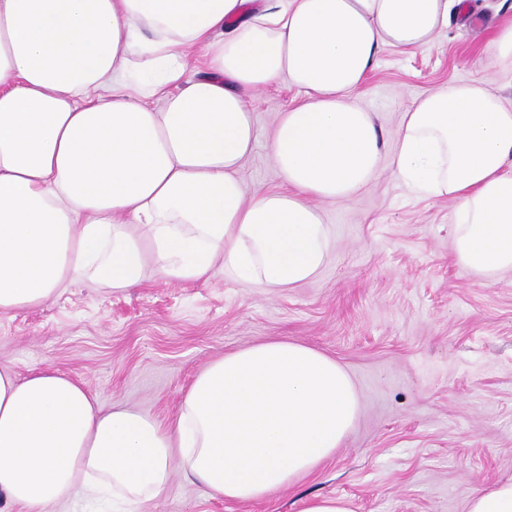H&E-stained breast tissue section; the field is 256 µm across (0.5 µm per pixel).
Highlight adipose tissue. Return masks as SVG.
I'll use <instances>...</instances> for the list:
<instances>
[{
    "label": "adipose tissue",
    "instance_id": "obj_1",
    "mask_svg": "<svg viewBox=\"0 0 512 512\" xmlns=\"http://www.w3.org/2000/svg\"><path fill=\"white\" fill-rule=\"evenodd\" d=\"M246 3L0 0V315L87 276L301 287L333 250L317 201L385 169L453 202L459 264L488 282L512 271V105L483 83L426 92L389 149L355 100L382 48H431L468 0ZM282 79L301 97L267 139L281 186L249 196L246 97ZM358 408L336 359L285 339L210 361L166 421L66 374L0 368V497L140 503L178 470L209 497L263 501L331 458Z\"/></svg>",
    "mask_w": 512,
    "mask_h": 512
}]
</instances>
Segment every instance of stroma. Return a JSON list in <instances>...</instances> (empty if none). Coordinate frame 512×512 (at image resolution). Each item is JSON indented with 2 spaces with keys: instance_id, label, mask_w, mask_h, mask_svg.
Returning <instances> with one entry per match:
<instances>
[{
  "instance_id": "stroma-1",
  "label": "stroma",
  "mask_w": 512,
  "mask_h": 512,
  "mask_svg": "<svg viewBox=\"0 0 512 512\" xmlns=\"http://www.w3.org/2000/svg\"><path fill=\"white\" fill-rule=\"evenodd\" d=\"M502 0H471L436 48L382 49L357 99L386 142L423 92L490 80L512 101V67L484 49ZM281 81L255 93L256 147L246 191L280 180L266 148L271 123L299 98ZM333 230L328 265L288 291L151 279L115 293L84 279L44 305L0 317V367L49 369L83 381L102 405L165 420L196 373L224 353L285 337L335 358L360 397L334 457L296 487L241 505L207 497L175 474L138 512H301L315 495L354 512H467L479 491L512 479V271L485 283L454 257V207L410 193L390 171L360 195L322 204Z\"/></svg>"
}]
</instances>
